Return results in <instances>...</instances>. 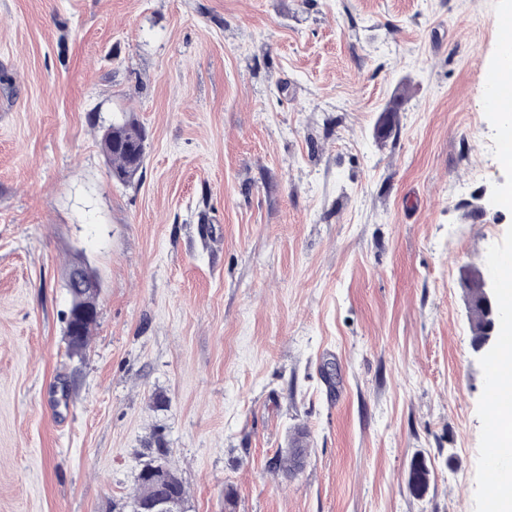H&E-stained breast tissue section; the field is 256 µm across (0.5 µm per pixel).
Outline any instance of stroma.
I'll list each match as a JSON object with an SVG mask.
<instances>
[{
    "mask_svg": "<svg viewBox=\"0 0 512 512\" xmlns=\"http://www.w3.org/2000/svg\"><path fill=\"white\" fill-rule=\"evenodd\" d=\"M500 6L0 0V512H131L159 442L187 512H486L462 277L512 248ZM122 112L147 133L125 185ZM76 256L101 281L77 356ZM502 50L498 51L495 65H500L501 79L498 72L492 69L483 71V82L486 88L485 106L494 112H510L512 110V65L503 62ZM145 135V128L127 113L103 130L101 146L112 180L127 184L135 179L143 168ZM289 447L290 448H287L285 451V454L280 457L279 469H282L286 473L294 474L301 468L306 448H302L299 437H294ZM431 467L423 457H415L411 460L407 483L409 489L417 495L426 492L429 486Z\"/></svg>",
    "mask_w": 512,
    "mask_h": 512,
    "instance_id": "35a3bbf8",
    "label": "stroma"
}]
</instances>
